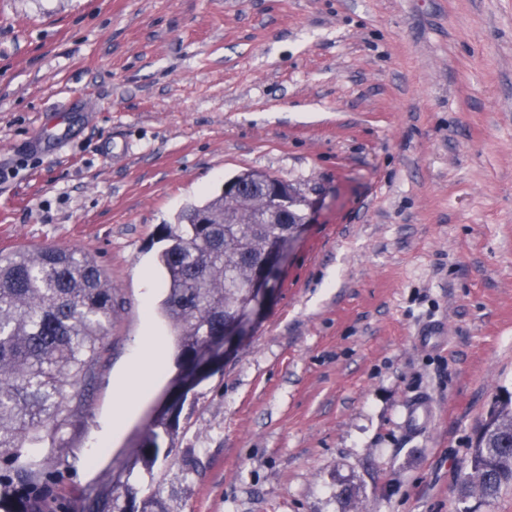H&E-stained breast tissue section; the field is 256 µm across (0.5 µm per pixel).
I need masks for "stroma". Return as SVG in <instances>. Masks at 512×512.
<instances>
[{"mask_svg":"<svg viewBox=\"0 0 512 512\" xmlns=\"http://www.w3.org/2000/svg\"><path fill=\"white\" fill-rule=\"evenodd\" d=\"M247 170L318 207L189 393L165 512H456L512 395V0H0V255L82 249L116 305L49 512L168 399L161 228ZM144 336L161 367L106 435ZM432 403L427 398H421L409 406L408 429L418 431L427 427L432 420Z\"/></svg>","mask_w":512,"mask_h":512,"instance_id":"35a3bbf8","label":"stroma"}]
</instances>
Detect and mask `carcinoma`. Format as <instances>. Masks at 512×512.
<instances>
[{"instance_id":"obj_1","label":"carcinoma","mask_w":512,"mask_h":512,"mask_svg":"<svg viewBox=\"0 0 512 512\" xmlns=\"http://www.w3.org/2000/svg\"><path fill=\"white\" fill-rule=\"evenodd\" d=\"M235 198L220 194L192 204L164 227L158 262L167 278L161 312L181 367L193 371L199 353L223 335L224 317L243 301L252 264L287 224L304 220L307 198L290 184L285 212L268 223L270 176H233ZM112 285L98 262L77 248L44 245L0 256V507L37 512L61 478L35 453L67 447L65 433L83 407L112 323ZM185 398L157 414L113 485L86 499L83 512H132L143 474L162 449H172ZM462 499H493L512 486V399L492 408L470 449Z\"/></svg>"}]
</instances>
